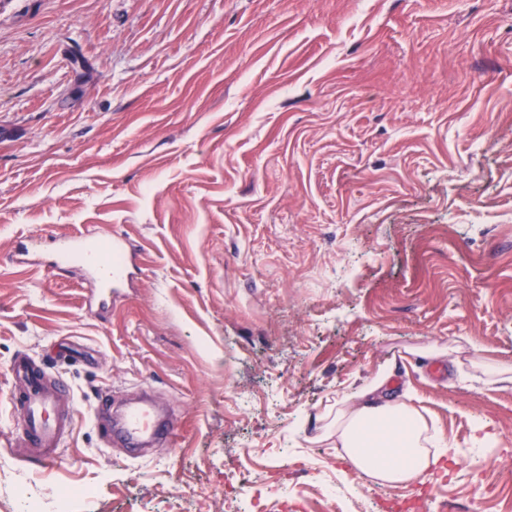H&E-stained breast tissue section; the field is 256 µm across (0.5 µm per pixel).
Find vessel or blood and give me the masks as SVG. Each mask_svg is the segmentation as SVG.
I'll use <instances>...</instances> for the list:
<instances>
[{"mask_svg": "<svg viewBox=\"0 0 512 512\" xmlns=\"http://www.w3.org/2000/svg\"><path fill=\"white\" fill-rule=\"evenodd\" d=\"M75 252L88 254L95 284L91 297L98 303H106L113 290L121 287L129 276L125 240L118 236L107 239H91L82 235L70 237L58 247L55 268L65 266L68 257ZM11 371L12 400L20 404L23 416L20 441L24 447L30 448L32 458L41 466H52L58 459L57 450L63 438L71 429L75 411L60 407L48 374L28 356L15 357ZM123 428L132 441L154 437L156 430L151 406L129 408L123 417Z\"/></svg>", "mask_w": 512, "mask_h": 512, "instance_id": "obj_1", "label": "vessel or blood"}]
</instances>
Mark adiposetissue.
I'll return each mask as SVG.
<instances>
[{"mask_svg": "<svg viewBox=\"0 0 512 512\" xmlns=\"http://www.w3.org/2000/svg\"><path fill=\"white\" fill-rule=\"evenodd\" d=\"M390 378L382 364L370 378L337 395L319 416V438L342 449L359 477L407 487L436 469L448 438L409 400L391 397Z\"/></svg>", "mask_w": 512, "mask_h": 512, "instance_id": "1", "label": "adipose tissue"}]
</instances>
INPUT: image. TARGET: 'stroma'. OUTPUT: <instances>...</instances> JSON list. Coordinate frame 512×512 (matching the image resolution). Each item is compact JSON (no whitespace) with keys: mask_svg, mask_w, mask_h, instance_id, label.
Instances as JSON below:
<instances>
[{"mask_svg":"<svg viewBox=\"0 0 512 512\" xmlns=\"http://www.w3.org/2000/svg\"><path fill=\"white\" fill-rule=\"evenodd\" d=\"M0 128V512H224L262 464L266 512H512V384L470 367L512 360V0H0ZM78 232L138 250L102 310L16 254ZM20 353L76 407L49 470ZM385 362L450 444L408 487L317 439ZM145 390L180 429L135 456L94 412Z\"/></svg>","mask_w":512,"mask_h":512,"instance_id":"stroma-1","label":"stroma"}]
</instances>
